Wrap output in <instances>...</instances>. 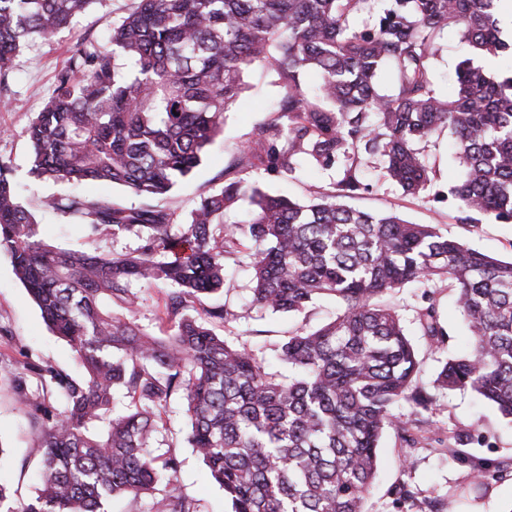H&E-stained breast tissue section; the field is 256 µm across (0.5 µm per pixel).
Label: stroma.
<instances>
[{
	"mask_svg": "<svg viewBox=\"0 0 512 512\" xmlns=\"http://www.w3.org/2000/svg\"><path fill=\"white\" fill-rule=\"evenodd\" d=\"M135 5V0H93L78 15L70 28L47 39L29 43L14 59L6 84H0V158L10 160L20 186L21 201L40 224L47 240L58 247L89 254L132 252L142 244L139 233L130 231L119 236L103 231L89 233L79 224L55 214L42 212L43 197L76 193L86 198L125 200V193L104 183L88 182L77 186L50 181L35 182L28 174L30 144L26 129L42 109L54 89L55 75L79 48L103 42L113 22ZM436 52L430 60V75L437 93L453 90L456 65L467 58L498 75L502 59L473 55L456 29L444 31L436 40ZM243 101L224 114V129L195 168L191 176L176 186L167 206L177 222H184L200 196L238 177L256 180L272 194L286 193L307 201L318 193H332L340 178L338 170H323L311 165L295 173H270L262 163L251 168H234L240 148L263 149L257 144L259 130L272 114L271 103L282 93L276 75L263 63L253 64L245 73ZM426 163L434 168L435 177L424 191L416 195L402 189L384 175L380 157L364 156L361 161L362 186L348 198V205L372 213L394 212L414 224H432L448 236L504 260L512 258V221L497 222L478 217L470 224L457 220V208L449 192L458 170L452 154L451 140L440 136L421 143ZM250 271L233 266L224 285L223 301L237 311L239 319L227 327L225 334L234 342L270 351L301 328H311L333 318L338 311L334 298L318 299L298 316L260 313L248 305ZM387 304L402 315L411 339L422 359L418 381L432 389L435 403L431 411L413 412L409 405L398 407L403 425L388 429L378 449L379 469L375 486L365 503L366 512H415L422 502L444 499L450 512H512V424L492 407L468 391L435 389L434 379L440 360L465 345L466 329L456 311L447 283L418 288L409 286L386 296ZM435 306L440 322L450 332L447 349L431 350L422 336L419 315L427 306ZM31 367L53 368L77 377L82 369L71 347L54 336L44 323L40 311L23 285L15 277L6 252H0V447L7 453L0 459V480L14 490L15 502L32 494L37 482L40 457L33 440L29 418L18 403L15 386L25 379L28 389L36 381L28 377ZM182 397H173L167 408L165 446L156 448V456L176 454L181 465L175 487L192 500L198 512H229L224 492L211 479L206 467L184 441L185 420ZM471 434V444L463 446L462 460L450 461L448 435L455 430ZM490 464V476L482 491L472 488L473 466L477 461ZM406 486L413 494L408 504L398 505L395 491Z\"/></svg>",
	"mask_w": 512,
	"mask_h": 512,
	"instance_id": "35a3bbf8",
	"label": "stroma"
}]
</instances>
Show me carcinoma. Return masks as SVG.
Segmentation results:
<instances>
[{
	"mask_svg": "<svg viewBox=\"0 0 512 512\" xmlns=\"http://www.w3.org/2000/svg\"><path fill=\"white\" fill-rule=\"evenodd\" d=\"M94 0H0V76L29 38L68 28ZM369 0H136L107 40L78 49L27 128L30 173L56 182L104 181L138 203L68 194L43 206L92 233L136 230L134 252L92 255L48 243L0 161V250L52 333L77 354L84 376L39 369L41 389L23 402L38 424L41 476L34 496L4 512H112L169 486L174 455L153 448L170 399L182 395L185 440L224 491L231 512H365L379 441L402 420L401 402L433 405L400 313L381 297L411 283L446 281L467 323L469 347L434 380L470 391L512 421V260L505 261L395 213L345 203L361 186L360 154L379 156L407 194L431 181L419 144L448 130L460 172L459 216L512 220V69L494 77L471 60L455 70V94L432 88L429 62L448 28L479 55L496 56L501 0H386L359 26ZM265 62L283 94L260 133L270 171L301 162L342 177L338 192L307 202L271 195L244 178L203 195L185 222L166 206L240 99L244 72ZM391 68L396 92L376 79ZM318 77L309 97L302 76ZM249 205L244 224L224 212ZM251 269L250 306L299 314L320 296L336 318L301 329L274 349L293 376L269 372L227 328L237 313L196 300L224 288L226 263ZM164 293L155 335L137 318L142 289ZM438 349L449 332L434 307L419 315ZM128 403L116 410L117 397ZM163 512H197L172 488Z\"/></svg>",
	"mask_w": 512,
	"mask_h": 512,
	"instance_id": "carcinoma-1",
	"label": "carcinoma"
}]
</instances>
